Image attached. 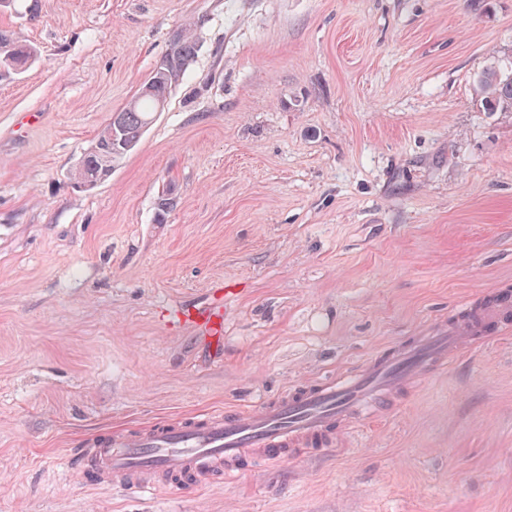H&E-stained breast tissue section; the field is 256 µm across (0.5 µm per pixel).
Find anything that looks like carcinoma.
Listing matches in <instances>:
<instances>
[{
  "label": "carcinoma",
  "instance_id": "1",
  "mask_svg": "<svg viewBox=\"0 0 512 512\" xmlns=\"http://www.w3.org/2000/svg\"><path fill=\"white\" fill-rule=\"evenodd\" d=\"M197 53V43L191 30H179L172 38L171 48L160 64L152 71L149 81L153 91L137 93L124 108L112 113V119L97 136L91 149L84 153L75 179L86 174L96 175L106 181L112 168L127 153L125 146H136L141 141L151 115L167 101L172 86L186 71ZM36 50L26 40L13 32L0 30V80L23 72L35 59ZM486 104L490 111L503 105H512V76L497 70L485 73L482 79Z\"/></svg>",
  "mask_w": 512,
  "mask_h": 512
}]
</instances>
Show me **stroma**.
<instances>
[{"label": "stroma", "mask_w": 512, "mask_h": 512, "mask_svg": "<svg viewBox=\"0 0 512 512\" xmlns=\"http://www.w3.org/2000/svg\"><path fill=\"white\" fill-rule=\"evenodd\" d=\"M198 52L91 188L85 150ZM0 81V512H512V336L316 460L151 492L71 477L114 426L249 409L512 293V0H12ZM174 206L158 218L157 204ZM224 299V353L162 312ZM197 48L190 29H181L173 36L169 52L140 87L135 98L121 110L113 112L112 119L97 136L91 149L84 153L75 172L76 180L82 183L83 176L89 173L104 182L112 175L114 165L141 141L153 112H158L159 105V111L162 110L161 101H167L170 89L193 61ZM149 81L153 92L143 94L141 89ZM120 141L125 145L118 144ZM129 144L131 148L125 149ZM35 56V48L26 40L13 32L0 30V80L23 72ZM487 94L486 104L488 110L494 111L500 106L512 105V76L503 75L497 70L485 73L482 79Z\"/></svg>", "instance_id": "1"}]
</instances>
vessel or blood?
I'll return each instance as SVG.
<instances>
[{"instance_id": "obj_1", "label": "vessel or blood", "mask_w": 512, "mask_h": 512, "mask_svg": "<svg viewBox=\"0 0 512 512\" xmlns=\"http://www.w3.org/2000/svg\"><path fill=\"white\" fill-rule=\"evenodd\" d=\"M174 323L224 339V290L209 303L184 304ZM512 329V296L461 304L452 323H435L388 346L364 366L284 393L252 410L198 413L133 432L115 427L68 449L67 466L85 482L150 491L241 477L255 461L309 458L356 424L386 414L397 395L445 370L462 351Z\"/></svg>"}]
</instances>
